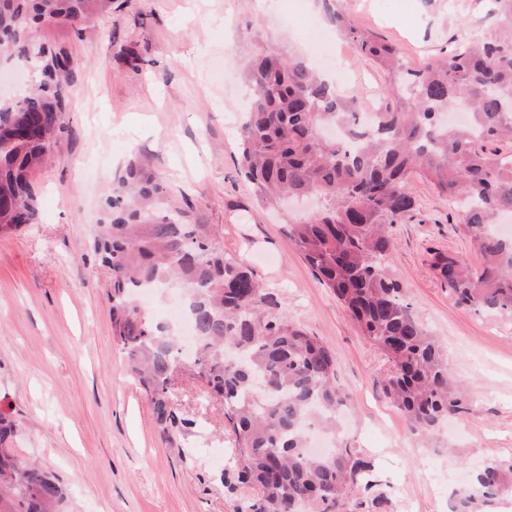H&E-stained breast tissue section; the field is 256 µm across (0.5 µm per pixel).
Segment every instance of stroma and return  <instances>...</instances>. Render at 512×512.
<instances>
[{
	"label": "stroma",
	"mask_w": 512,
	"mask_h": 512,
	"mask_svg": "<svg viewBox=\"0 0 512 512\" xmlns=\"http://www.w3.org/2000/svg\"><path fill=\"white\" fill-rule=\"evenodd\" d=\"M336 5L415 67L495 33L487 0ZM39 41L70 61L60 78L65 129L33 176L39 223L0 233V411L16 424L12 452L59 478L65 512H237L253 495L223 480L237 465L235 436L204 384L178 380L177 410L190 424L172 446L126 377L112 276L92 238L132 160L169 186L190 223L212 226L215 247L252 269L283 315L333 350L349 394L337 440L370 465L350 490L352 512H448L449 476L512 463V318L458 303L429 269L436 252L481 263L447 197L413 178L415 206L392 227L389 275L474 390L439 448H421L382 394L383 353L289 239L292 214L262 210L239 172L248 71L265 47L350 53L355 107L392 100L387 76L354 55L322 0H267L262 10L257 0H112L79 27H43Z\"/></svg>",
	"instance_id": "1"
}]
</instances>
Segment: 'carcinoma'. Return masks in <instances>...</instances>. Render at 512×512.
Instances as JSON below:
<instances>
[{"mask_svg":"<svg viewBox=\"0 0 512 512\" xmlns=\"http://www.w3.org/2000/svg\"><path fill=\"white\" fill-rule=\"evenodd\" d=\"M330 22L358 54L389 77L395 104L356 125L353 103L298 55L256 57L251 96L240 131L242 173L259 205L314 195L322 207L289 225V236L321 285L389 363L383 393L409 432L436 437L449 418L470 410L472 391L453 375L447 355L411 312L386 268L394 243L390 225L414 207L409 179L417 174L448 199L466 203L461 219L482 266L437 253L430 268L457 300L512 315V239L493 229L512 216V0H493L495 38L472 35L443 61L412 68L404 54L355 27L323 0ZM110 0H0V57L46 58L43 80L28 96L0 103V230L38 222L29 181L49 159L63 112L59 88L68 60L46 55L32 29L77 22L103 12ZM460 106L475 130L442 116ZM341 123L352 139L340 143L320 130ZM169 188L140 162H130L104 201V223L93 242L112 273L109 294L114 341L128 377L148 396L155 423L172 444L190 421L172 404L181 361L178 342L155 322L136 295L156 285L188 291L198 348L193 366L210 396L224 404L243 456L238 483L255 490L240 512H350L348 487L366 465L349 448L317 455L307 428L331 437L347 394L336 381L333 353L277 311L257 275L213 245L209 224H189L165 206ZM15 425L0 413V512H59L64 493L33 462L9 448ZM512 481V464L489 462L451 494L452 512L492 506Z\"/></svg>","mask_w":512,"mask_h":512,"instance_id":"cac0c4a2","label":"carcinoma"}]
</instances>
